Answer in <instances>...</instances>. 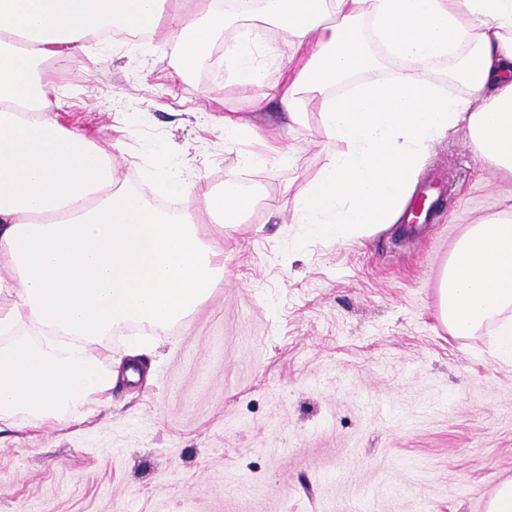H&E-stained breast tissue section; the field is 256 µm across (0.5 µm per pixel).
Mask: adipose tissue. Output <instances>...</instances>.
Here are the masks:
<instances>
[{
    "instance_id": "ef3b65f1",
    "label": "adipose tissue",
    "mask_w": 512,
    "mask_h": 512,
    "mask_svg": "<svg viewBox=\"0 0 512 512\" xmlns=\"http://www.w3.org/2000/svg\"><path fill=\"white\" fill-rule=\"evenodd\" d=\"M207 0L185 21L166 0H0V425L65 424L88 399L108 401L119 380H138L132 363L224 280V248L204 239L194 216L153 207L155 192L201 195L239 224L256 198L226 176L221 192L200 191L184 170L159 162L142 188L119 185L118 144H98L60 125V100L36 76L41 61L87 56L106 27L147 29L177 43L191 71L227 26L265 23L263 44L224 46L257 103L278 101L301 123L320 96V125L336 145L294 208L292 223L336 241L398 222L429 151L459 132L475 157L512 177V0ZM305 57L291 82L268 84L258 58L280 46ZM404 64L388 72L384 62ZM454 64L464 94L445 93L435 65ZM224 136L263 138L246 166L290 163L279 140L243 117H217ZM450 336L488 331L512 360V223L481 221L454 245L437 288ZM130 325V365L113 368L107 339Z\"/></svg>"
}]
</instances>
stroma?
I'll return each mask as SVG.
<instances>
[{"instance_id": "35a3bbf8", "label": "stroma", "mask_w": 512, "mask_h": 512, "mask_svg": "<svg viewBox=\"0 0 512 512\" xmlns=\"http://www.w3.org/2000/svg\"><path fill=\"white\" fill-rule=\"evenodd\" d=\"M91 51L100 69L56 58L46 79L61 125L124 143V187L160 146L213 191L237 176L256 204L224 238L223 284L160 336L150 382L65 428L0 430V512H484L512 476V362L489 335L449 336L437 284L471 224L512 219V180L451 135L423 171L448 189L424 234L315 240L290 216L334 148L320 98L292 126L211 56L185 73L173 43ZM230 110L282 128L291 163L242 166L262 145L225 142L212 118Z\"/></svg>"}]
</instances>
